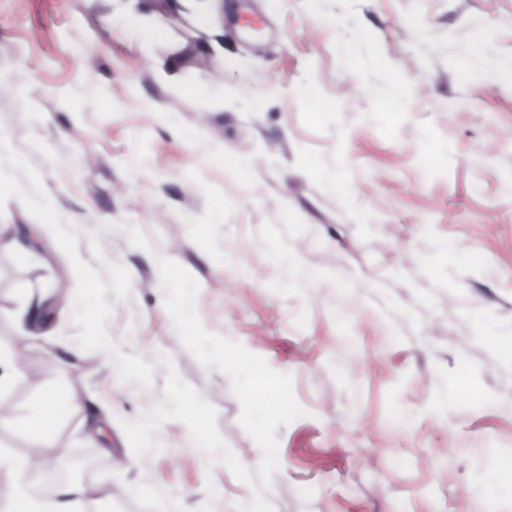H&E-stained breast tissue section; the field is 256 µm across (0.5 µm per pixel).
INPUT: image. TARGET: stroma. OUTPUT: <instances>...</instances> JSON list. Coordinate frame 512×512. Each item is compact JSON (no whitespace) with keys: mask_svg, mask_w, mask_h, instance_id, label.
I'll use <instances>...</instances> for the list:
<instances>
[{"mask_svg":"<svg viewBox=\"0 0 512 512\" xmlns=\"http://www.w3.org/2000/svg\"><path fill=\"white\" fill-rule=\"evenodd\" d=\"M132 2L164 39L118 0H0V240L28 253L0 250V415L53 393L45 454L93 453L97 512H512V0H219L204 28ZM163 257L292 378L269 487L177 419L130 447L172 369L263 459Z\"/></svg>","mask_w":512,"mask_h":512,"instance_id":"35a3bbf8","label":"stroma"}]
</instances>
